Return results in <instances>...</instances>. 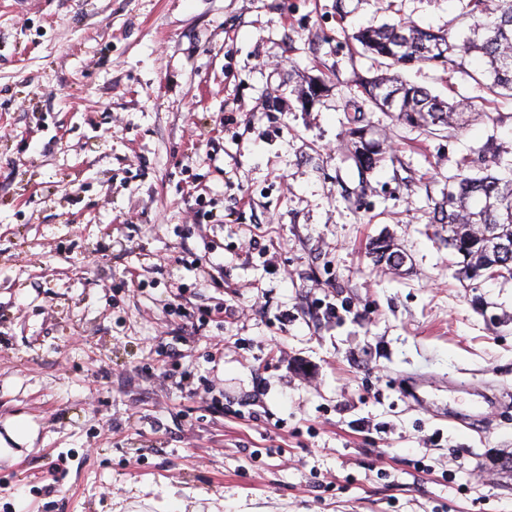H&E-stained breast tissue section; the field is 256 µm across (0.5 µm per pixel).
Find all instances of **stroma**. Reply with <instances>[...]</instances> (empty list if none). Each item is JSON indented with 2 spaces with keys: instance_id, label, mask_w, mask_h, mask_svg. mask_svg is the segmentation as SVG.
I'll use <instances>...</instances> for the list:
<instances>
[{
  "instance_id": "1",
  "label": "stroma",
  "mask_w": 512,
  "mask_h": 512,
  "mask_svg": "<svg viewBox=\"0 0 512 512\" xmlns=\"http://www.w3.org/2000/svg\"><path fill=\"white\" fill-rule=\"evenodd\" d=\"M468 10L0 0V512H512V284L462 287L431 221L460 168L507 175L512 99L418 64L480 119L366 105L390 156L347 149L348 32ZM369 254L375 265L390 266L396 270L402 265L401 250L394 247L390 240L378 239L371 243Z\"/></svg>"
}]
</instances>
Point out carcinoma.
<instances>
[{
    "mask_svg": "<svg viewBox=\"0 0 512 512\" xmlns=\"http://www.w3.org/2000/svg\"><path fill=\"white\" fill-rule=\"evenodd\" d=\"M469 19L470 35L459 44L448 32L415 23H384L355 32L353 39L364 53L388 60L385 71L362 80L365 96L377 108L395 113L402 124L428 129L463 125L469 112L459 101L443 100L409 83L401 69L416 64L459 67L474 53L486 63L481 77L475 78L477 84L491 94L499 89L512 92V0H470ZM347 137L357 165L373 169L385 153V139L359 118ZM434 223L448 225V248L460 257L459 278L471 283L512 281V248H500L504 240L512 244V179L460 170L448 178V192L435 204ZM369 254L376 265H402L401 250L389 240L373 242Z\"/></svg>",
    "mask_w": 512,
    "mask_h": 512,
    "instance_id": "carcinoma-1",
    "label": "carcinoma"
}]
</instances>
